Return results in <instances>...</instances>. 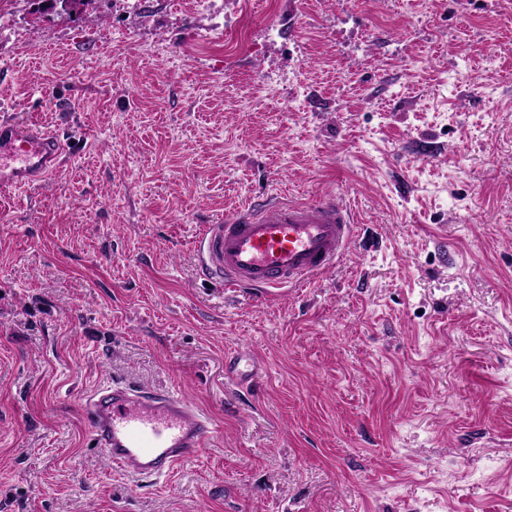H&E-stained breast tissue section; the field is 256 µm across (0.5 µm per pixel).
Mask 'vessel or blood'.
Instances as JSON below:
<instances>
[{"label": "vessel or blood", "mask_w": 512, "mask_h": 512, "mask_svg": "<svg viewBox=\"0 0 512 512\" xmlns=\"http://www.w3.org/2000/svg\"><path fill=\"white\" fill-rule=\"evenodd\" d=\"M66 152L60 136L30 122L0 121V195L51 176ZM354 218L349 204L329 196L315 201L275 199L242 207L198 240L204 269L228 288L273 297L306 285L335 268L347 253ZM243 356L224 357L233 382L248 388L258 373ZM82 412L105 458L125 476L158 480L196 459L216 433L186 397L127 384L102 386L84 397Z\"/></svg>", "instance_id": "1"}]
</instances>
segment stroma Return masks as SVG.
<instances>
[{"label": "stroma", "instance_id": "35a3bbf8", "mask_svg": "<svg viewBox=\"0 0 512 512\" xmlns=\"http://www.w3.org/2000/svg\"><path fill=\"white\" fill-rule=\"evenodd\" d=\"M4 117L70 147L0 200V512H512V0H0ZM275 193L351 204L341 264L206 279ZM114 381L214 440L125 477L80 407ZM242 361H244L245 364L243 365V369H240ZM224 371L226 374L231 373L234 376L232 380L234 384L246 389L252 386L259 375V372L255 371L254 366L247 361L246 356L239 353L225 355Z\"/></svg>", "mask_w": 512, "mask_h": 512}]
</instances>
